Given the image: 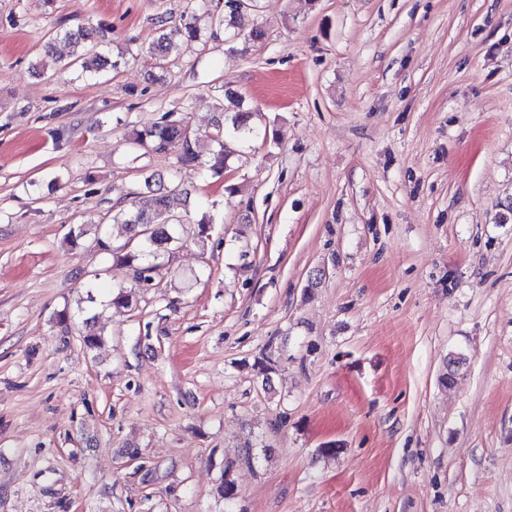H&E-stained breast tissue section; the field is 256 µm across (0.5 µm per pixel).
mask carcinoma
Wrapping results in <instances>:
<instances>
[{"mask_svg": "<svg viewBox=\"0 0 512 512\" xmlns=\"http://www.w3.org/2000/svg\"><path fill=\"white\" fill-rule=\"evenodd\" d=\"M241 11L242 8L235 5V0H224L223 10L216 16L215 30L211 31L210 36L217 37V30L226 26V18L232 19ZM160 23L163 24V28H161L156 42L148 48V54L158 65L165 60L172 41H179L187 49L202 41L200 29L189 18L168 29L164 27L166 19H161ZM96 38L102 41L106 35L102 31L95 33L82 27L62 33L63 40L82 47V51L76 55L74 64L78 65L81 72L85 74L92 75L110 64L107 58L97 52V44L94 43ZM110 65L116 68L119 63L115 61ZM234 106L237 107V110L231 114L228 113L227 108H221L222 119L217 121V132L212 137V141L218 147L215 162L205 168V173L211 176L221 174L227 159L232 154V151L226 146V140L244 141L258 135L254 127L250 126L251 113L241 110L240 103L237 101H234ZM127 144L131 145L134 150L149 148L156 152L173 149L178 151V168L170 172L165 179L158 174H152L145 181L146 188L151 193V198L145 205L119 209L112 214V222L129 227L131 232L129 250L120 255L114 254L112 245L106 236L99 234L94 239V247L98 251L114 254L120 264L130 268L137 287L150 288L154 280L155 266L149 263L144 264L140 262V259L144 257L155 259L168 252L179 241L177 227L180 226V220L171 210V200L177 196L188 194V189L182 181L181 169L197 168L201 166V162L196 144L192 141L188 129L167 116L136 131L132 137L127 139ZM136 303L134 292L125 287H120L112 292L111 304L114 306L129 308ZM277 364L278 361L269 356L255 362L254 367L262 376L263 386H271L270 373L275 370Z\"/></svg>", "mask_w": 512, "mask_h": 512, "instance_id": "obj_1", "label": "carcinoma"}]
</instances>
